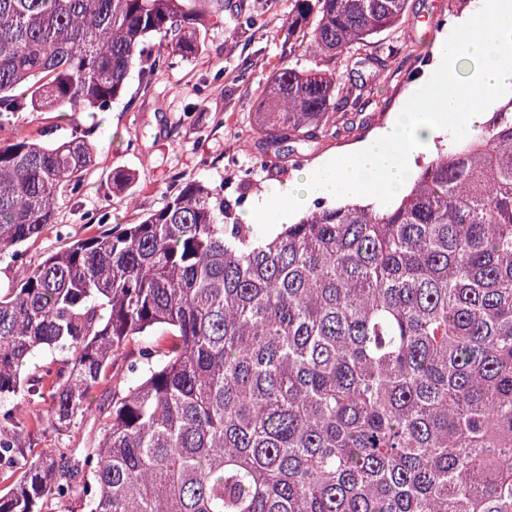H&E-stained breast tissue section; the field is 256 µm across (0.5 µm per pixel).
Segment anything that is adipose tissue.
Listing matches in <instances>:
<instances>
[{
	"instance_id": "adipose-tissue-1",
	"label": "adipose tissue",
	"mask_w": 512,
	"mask_h": 512,
	"mask_svg": "<svg viewBox=\"0 0 512 512\" xmlns=\"http://www.w3.org/2000/svg\"><path fill=\"white\" fill-rule=\"evenodd\" d=\"M459 30L437 49L438 81L396 112L386 130L295 177L284 191L289 208L311 196L332 201L365 194L392 206L411 182L414 157L445 125L455 124L461 137L477 132L475 94L512 85V0H482Z\"/></svg>"
}]
</instances>
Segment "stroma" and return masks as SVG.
Listing matches in <instances>:
<instances>
[{
    "instance_id": "1",
    "label": "stroma",
    "mask_w": 512,
    "mask_h": 512,
    "mask_svg": "<svg viewBox=\"0 0 512 512\" xmlns=\"http://www.w3.org/2000/svg\"><path fill=\"white\" fill-rule=\"evenodd\" d=\"M246 4L259 14L250 29L236 25V8ZM480 0H409L396 26L373 39L377 46H396L400 52L380 77L370 81V119L352 132L320 141L300 158L281 157L261 162L249 135L256 91L275 64L287 60L304 68L310 60L288 35V0H224V23L207 29V52L175 60L157 70L139 63L130 73L123 95L103 112H78L62 120L55 112L20 113L7 135L42 137L88 132L104 165L90 169L78 194L60 200L54 224L38 239L27 242L21 262L0 259V285L8 286L21 266H34L47 252L65 248L75 239L115 224H135L162 207L172 184L200 179L219 187L231 179L224 166L226 151L238 157L248 199L265 195L276 210L288 206L278 192L297 173L367 140L388 127L393 113L433 85L437 71L433 45L454 39L460 17L476 10ZM248 68L249 82L237 78ZM128 170L134 176L129 189L113 188L108 173Z\"/></svg>"
}]
</instances>
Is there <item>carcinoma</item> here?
Wrapping results in <instances>:
<instances>
[{"instance_id": "1", "label": "carcinoma", "mask_w": 512, "mask_h": 512, "mask_svg": "<svg viewBox=\"0 0 512 512\" xmlns=\"http://www.w3.org/2000/svg\"><path fill=\"white\" fill-rule=\"evenodd\" d=\"M194 2L0 0V129L107 110L149 37L202 52L224 0ZM289 2L311 65L283 60L259 90L264 156L353 128L365 86L343 94L332 63L386 66L371 39L408 7ZM96 164L85 134L0 141V257ZM245 196L183 182L0 287V512H512V95L392 208L317 199L259 241ZM41 349L66 366L28 371ZM119 360L137 379L112 383L96 444L39 447L91 416Z\"/></svg>"}]
</instances>
